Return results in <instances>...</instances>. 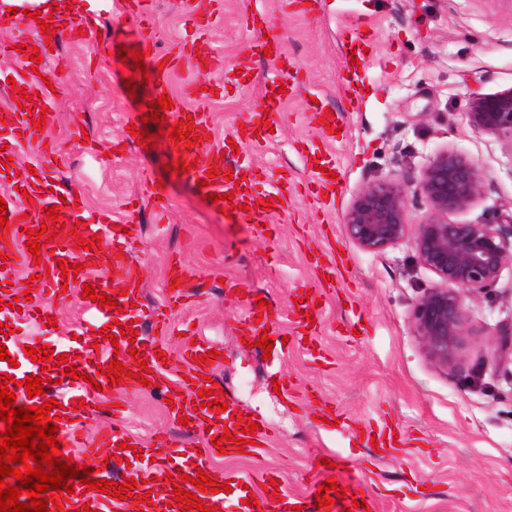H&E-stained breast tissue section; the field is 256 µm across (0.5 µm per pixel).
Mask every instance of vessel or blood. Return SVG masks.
Returning a JSON list of instances; mask_svg holds the SVG:
<instances>
[{
    "label": "vessel or blood",
    "mask_w": 512,
    "mask_h": 512,
    "mask_svg": "<svg viewBox=\"0 0 512 512\" xmlns=\"http://www.w3.org/2000/svg\"><path fill=\"white\" fill-rule=\"evenodd\" d=\"M127 9L129 13L136 18L139 23V40L140 47H148L152 37L153 31L147 24L146 18L150 12L149 0H128ZM223 69V61L220 57L208 53L204 56V61L201 64L195 65L194 70L196 77L192 82L188 93L193 96L196 101L195 110L198 114L197 119L194 121L195 127L201 128L207 126L208 118L204 116L203 110L207 101L210 98L208 89L215 84V78L221 73ZM0 118L5 119L7 129L10 137L14 141L32 142L36 133L34 125L31 124V116L28 113H16V111L9 110L0 113ZM204 154L211 159L216 160L219 169L218 175L214 178H207L206 168L198 167L192 170L189 174L191 180L198 181L202 179H209L210 185L208 190L210 193L221 195L222 201L221 208L227 209L231 205H241L244 202H251L252 207L250 215L253 218L261 219L265 216L263 206H260L259 201L263 198L272 199L273 211H281L282 203L286 198L284 191L278 188L258 192L255 190L244 191L243 187L237 186L233 180L234 175L240 174L243 164L242 162L232 161L230 156L221 154L220 150L214 149L210 146L208 141L202 140L194 145L192 149L183 151L181 158L184 161L195 160L197 155ZM21 182L29 186V194L35 201L36 208H49L54 205H60L61 202H68L69 205H76V196L68 185L51 184L48 182H35L33 175L29 172H22L20 176ZM7 202V215L9 221V233L5 239L0 240V251L4 250L6 244L9 243H24L29 239L28 234L22 233V223L20 217L22 213L27 212L28 208L25 201L16 197L10 196L6 199ZM111 222L109 213L103 212L95 217L92 224L88 226H79L77 236L71 237L67 233H60L55 239L49 240L46 243L47 249L52 250L53 257L51 260L46 261L45 264H37L33 261L32 253L29 251L19 252L18 256L10 257L6 260L4 269L0 270V299L5 302H12L13 298L17 296L18 291L12 287L11 282L15 278L17 269H24L26 275H40V287L50 289L52 292H59L63 283L61 271L58 267V259H65L66 263H86L92 257L90 251L87 249H80L76 246L77 238L88 239L95 235L97 226H107ZM133 222H126L124 230L116 231L111 230L107 237H104L102 244L115 252L113 260L114 278L111 279H93L90 278L88 272L78 273L76 276L77 284L83 285L86 283L92 284L97 293H104L108 296L117 298L122 308H129L131 302L137 301L138 292L136 287L138 282L132 275L130 268L126 265L123 258L124 253H127L128 247L132 242L129 234L130 229H133ZM227 289H238L237 296L238 302L244 310L243 323L245 327H252L255 325L258 309L256 307V289L248 284H237L236 281L230 280L226 283ZM318 323L308 322L303 313H295L294 326L288 336L287 342H275L272 356L274 361H282L286 356L289 349L302 346L306 336L316 335L318 332ZM127 340H120L118 354L116 358L110 359L107 357L98 356L95 349L88 346L87 342H73L70 343L66 351L69 355L74 356V365L77 371L82 374L81 379L69 383L61 381V371L57 368L49 369V378L58 380L56 401L63 407L65 414L64 420L59 423L58 434L61 436L62 447L69 448L75 443L79 426L83 425L92 413L94 406L98 404L99 393L94 390L93 385L97 382H103L104 377L100 372L101 367L109 365L110 361L117 360L120 362H127L129 355L127 353ZM210 350L209 345L204 342H197L196 344L186 345L183 350L184 358L190 359V369L193 373L191 381H179L171 388L172 401L174 405L183 406L184 416L190 417L195 420L198 428H210L212 433L222 434L224 428L234 427L235 422L231 420L229 412L214 413L208 409L200 408L197 406L196 400L198 398V391L202 386H205V379L198 377L197 371L198 364L193 363V356L208 353ZM84 401V408H76V401ZM379 450L382 454L393 456L398 453L404 452L408 440L407 438H395L394 432L390 427H380L376 437ZM168 467L164 464L145 465L135 472L134 478L136 486L135 493L141 494L144 492L150 493L152 503L158 504L161 502L171 501L174 497L173 492L163 491L160 479L162 476L167 475ZM90 507L91 512H119L123 508V501L108 497V495L97 492L89 491L86 493H73L68 501L62 502L61 508L63 512H79L82 507Z\"/></svg>",
    "instance_id": "vessel-or-blood-1"
}]
</instances>
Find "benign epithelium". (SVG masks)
<instances>
[{
    "mask_svg": "<svg viewBox=\"0 0 512 512\" xmlns=\"http://www.w3.org/2000/svg\"><path fill=\"white\" fill-rule=\"evenodd\" d=\"M467 120L478 133L512 138V92L474 101ZM416 182L430 207L424 220L409 222L407 185L390 175L356 193L342 224L346 237L368 253L412 238L418 264L440 280L416 301L413 334L432 365L461 372L469 346L467 301L491 292L503 271L512 269V224L448 221V213L478 201L484 185L480 168L454 150L437 153ZM492 343L498 363L512 364V324L500 326Z\"/></svg>",
    "mask_w": 512,
    "mask_h": 512,
    "instance_id": "benign-epithelium-1",
    "label": "benign epithelium"
}]
</instances>
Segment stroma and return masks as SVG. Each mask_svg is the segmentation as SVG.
I'll use <instances>...</instances> for the list:
<instances>
[{
  "label": "stroma",
  "instance_id": "stroma-1",
  "mask_svg": "<svg viewBox=\"0 0 512 512\" xmlns=\"http://www.w3.org/2000/svg\"><path fill=\"white\" fill-rule=\"evenodd\" d=\"M69 2L89 24L82 41L62 39L42 69L59 85L49 151L13 144L17 166L70 184L87 212L109 210L120 219L136 208L141 228L129 261L143 277V325L167 306L169 265L178 259L193 270L198 294L176 311L175 322L224 351L211 378L227 404L274 435L259 455L215 459V475L251 480L258 490L262 473L272 470L299 497L313 485L314 455L328 451L340 476L363 478L379 499L378 512H512V369L496 364L490 345L499 326L512 322V271L503 272L494 292L468 304L467 379L430 364L413 334L414 304L439 279L417 263L411 239L372 254L351 243L342 225L368 181L394 174L413 184L447 148L476 162L485 176L482 198L449 213V221L512 222V139L474 132L466 118L476 98L512 91V0H318L310 14L292 0H216L208 46L223 57L224 70L207 105L212 146L266 107L272 87L287 78L282 63L249 53L246 14L266 15L269 35L298 67L296 94L279 103L272 132L240 148L258 185L284 179L292 189L287 209L268 217L266 238L255 236L246 220L220 213L185 176L165 173V161L174 157L167 137L152 149L126 142L123 118L140 113L141 104L124 87L117 51L136 39L139 23L126 0ZM194 2L154 0L155 38L144 64L174 59L169 95H182L194 78L181 54L193 39ZM359 42L366 51L356 73L349 52ZM244 60L253 76L242 82L236 69ZM350 75L357 88L349 97L342 83ZM316 109L344 113L345 121L339 137L317 141L303 155L300 143L313 135L306 116ZM329 161L338 193L316 215L306 207L312 175ZM333 248L343 252L341 286L322 300L317 344L328 361L317 368L295 350L280 366L310 393L304 403L274 393V367L263 349L243 344L239 307L222 282L239 278L258 288L272 306L273 333H284L294 297L320 288L309 261ZM54 306L57 324L49 328L0 312V322L14 329L0 334V344L21 366L30 362L25 346L58 350L72 334L103 326L84 313L81 289ZM357 310L365 313L359 322ZM166 399L161 386L130 391L114 414L113 396L104 394L103 411L86 423L84 437L115 426L139 444L160 432L178 444L200 442V430L174 420ZM325 408L344 411L362 427L401 430L414 447L400 458L377 456L351 432H323Z\"/></svg>",
  "mask_w": 512,
  "mask_h": 512
}]
</instances>
